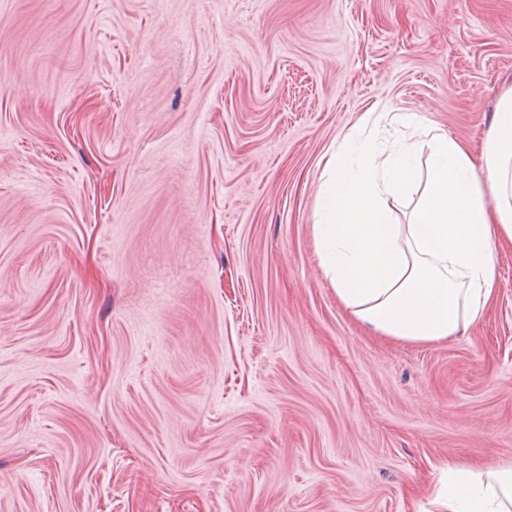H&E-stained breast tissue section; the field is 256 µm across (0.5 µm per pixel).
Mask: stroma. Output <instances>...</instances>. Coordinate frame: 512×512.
Instances as JSON below:
<instances>
[{"instance_id": "35a3bbf8", "label": "stroma", "mask_w": 512, "mask_h": 512, "mask_svg": "<svg viewBox=\"0 0 512 512\" xmlns=\"http://www.w3.org/2000/svg\"><path fill=\"white\" fill-rule=\"evenodd\" d=\"M511 85L512 0H0V512H412L512 466V245L418 344L313 228L366 113L477 156Z\"/></svg>"}]
</instances>
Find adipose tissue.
<instances>
[{
	"label": "adipose tissue",
	"instance_id": "ef3b65f1",
	"mask_svg": "<svg viewBox=\"0 0 512 512\" xmlns=\"http://www.w3.org/2000/svg\"><path fill=\"white\" fill-rule=\"evenodd\" d=\"M423 133L390 152L366 137L356 161L344 145L331 153L315 229L321 265L354 319L390 339L431 344L484 314L497 244L512 241V90L480 160L447 133ZM421 151L426 185L399 224L391 202L414 189ZM417 512H512V468L443 461Z\"/></svg>",
	"mask_w": 512,
	"mask_h": 512
}]
</instances>
